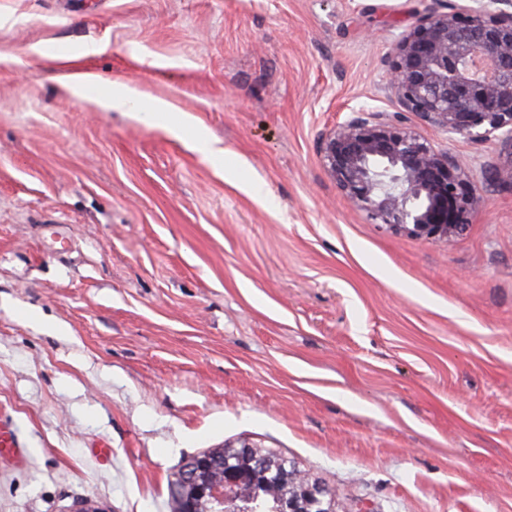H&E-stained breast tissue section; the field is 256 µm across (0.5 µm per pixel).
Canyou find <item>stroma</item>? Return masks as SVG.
<instances>
[{
  "mask_svg": "<svg viewBox=\"0 0 512 512\" xmlns=\"http://www.w3.org/2000/svg\"><path fill=\"white\" fill-rule=\"evenodd\" d=\"M446 6L0 0V422L25 445L0 512H168L184 458L243 446L334 512H512V147L417 125L487 204L444 244L372 223L319 151L349 108L397 110L393 42ZM115 83L139 111L101 110Z\"/></svg>",
  "mask_w": 512,
  "mask_h": 512,
  "instance_id": "stroma-1",
  "label": "stroma"
}]
</instances>
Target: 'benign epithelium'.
<instances>
[{
  "label": "benign epithelium",
  "instance_id": "obj_1",
  "mask_svg": "<svg viewBox=\"0 0 512 512\" xmlns=\"http://www.w3.org/2000/svg\"><path fill=\"white\" fill-rule=\"evenodd\" d=\"M385 89L399 112L355 108L320 136L338 189L371 220L430 242L462 232L484 198L465 163L405 124L408 112L451 135L512 145V0H466L421 15L394 42ZM271 473L245 453L211 448L185 460L172 481L175 512H224L248 482ZM296 494L278 512H331L319 484L284 472Z\"/></svg>",
  "mask_w": 512,
  "mask_h": 512
}]
</instances>
